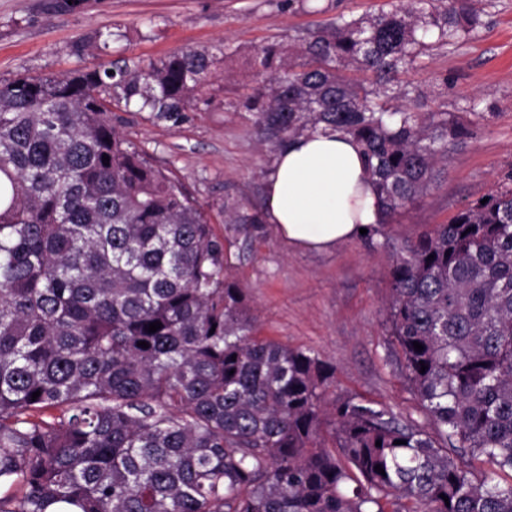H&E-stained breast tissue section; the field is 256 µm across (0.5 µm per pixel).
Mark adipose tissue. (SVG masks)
<instances>
[{
    "label": "adipose tissue",
    "instance_id": "obj_1",
    "mask_svg": "<svg viewBox=\"0 0 512 512\" xmlns=\"http://www.w3.org/2000/svg\"><path fill=\"white\" fill-rule=\"evenodd\" d=\"M288 244L328 250L377 222V199L361 148L345 134L313 133L278 152L264 207Z\"/></svg>",
    "mask_w": 512,
    "mask_h": 512
}]
</instances>
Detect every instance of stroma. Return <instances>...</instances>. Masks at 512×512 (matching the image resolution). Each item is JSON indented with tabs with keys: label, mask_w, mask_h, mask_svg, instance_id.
<instances>
[{
	"label": "stroma",
	"mask_w": 512,
	"mask_h": 512,
	"mask_svg": "<svg viewBox=\"0 0 512 512\" xmlns=\"http://www.w3.org/2000/svg\"><path fill=\"white\" fill-rule=\"evenodd\" d=\"M393 0H0V79L76 70L142 68L186 47L220 62L196 107L175 119L116 105L113 124L175 177L224 244L225 273L243 288L258 336L318 355L336 368L335 392L403 415L416 400L390 334L391 255L494 191L512 172V0H482V24L434 50L406 82L423 108L470 122L473 135L448 153V172L397 223L327 251L292 248L266 221V182L277 149L242 105L255 47L316 30L338 12L389 11ZM111 33L102 45L98 33ZM242 220L228 223L225 210Z\"/></svg>",
	"instance_id": "obj_1"
}]
</instances>
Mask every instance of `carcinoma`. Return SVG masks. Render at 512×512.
Instances as JSON below:
<instances>
[{"label":"carcinoma","instance_id":"carcinoma-1","mask_svg":"<svg viewBox=\"0 0 512 512\" xmlns=\"http://www.w3.org/2000/svg\"><path fill=\"white\" fill-rule=\"evenodd\" d=\"M479 4L396 0L258 48L257 128L351 136L388 222L472 136L400 75L468 37ZM217 63L186 48L0 79V512H512L495 481L512 477V174L392 254L388 322L424 421L331 398L334 368L254 335L202 208L112 126L115 103L187 111Z\"/></svg>","mask_w":512,"mask_h":512}]
</instances>
